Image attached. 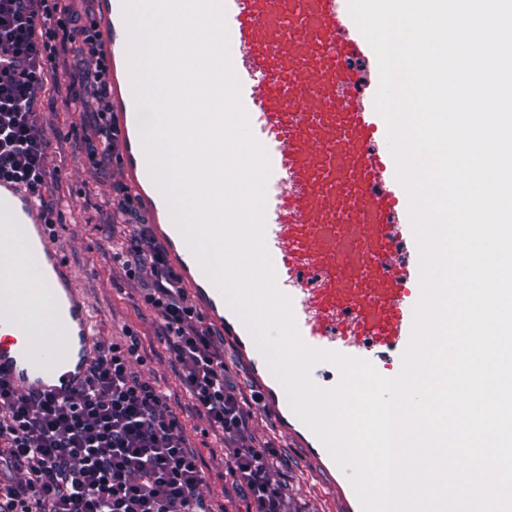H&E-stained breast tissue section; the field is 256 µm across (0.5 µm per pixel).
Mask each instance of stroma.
I'll list each match as a JSON object with an SVG mask.
<instances>
[{"label":"stroma","mask_w":512,"mask_h":512,"mask_svg":"<svg viewBox=\"0 0 512 512\" xmlns=\"http://www.w3.org/2000/svg\"><path fill=\"white\" fill-rule=\"evenodd\" d=\"M79 73L71 48H59L56 68L50 71L36 108V126L49 143V194L56 201L55 242L98 315L101 340L121 342L130 332L139 337L145 362L137 371L143 377L158 379L166 388L188 442L201 458V497L215 505L223 504L224 512H250L248 499L228 473V452L216 450L211 437L203 435L205 423L192 410L158 340L157 315L143 302L139 284L128 280L107 252L106 202L121 175L116 172L104 178L89 166L82 146L91 133L90 116L68 109L62 102L66 87ZM249 412L254 436L276 439L281 446L284 462L270 477L287 488L288 512H348L342 493L321 468L289 438L278 434L267 407L255 405Z\"/></svg>","instance_id":"35a3bbf8"}]
</instances>
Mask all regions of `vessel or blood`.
Wrapping results in <instances>:
<instances>
[{
	"label": "vessel or blood",
	"mask_w": 512,
	"mask_h": 512,
	"mask_svg": "<svg viewBox=\"0 0 512 512\" xmlns=\"http://www.w3.org/2000/svg\"><path fill=\"white\" fill-rule=\"evenodd\" d=\"M228 51L254 139L269 159L264 241L276 285L289 297L310 347L403 369L422 297L420 250L410 196L397 179L387 126L374 99L351 94L353 57L373 50L348 0H222ZM112 112L123 142L122 178L139 207L165 214L160 240L178 254V270L204 318L237 347L252 349V370L266 359L246 325L208 278L170 219L154 183L140 130L128 62L123 0H97ZM0 263L40 271L36 296L0 285V378L25 394L66 397L83 383L97 354V319L56 247L43 208L23 182L0 178ZM339 367L316 363L320 388L339 386ZM278 430L298 439L325 470L339 468L322 442L291 411L276 378Z\"/></svg>",
	"instance_id": "obj_1"
}]
</instances>
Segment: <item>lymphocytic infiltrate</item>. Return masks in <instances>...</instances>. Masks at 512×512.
Segmentation results:
<instances>
[{"instance_id": "obj_1", "label": "lymphocytic infiltrate", "mask_w": 512, "mask_h": 512, "mask_svg": "<svg viewBox=\"0 0 512 512\" xmlns=\"http://www.w3.org/2000/svg\"><path fill=\"white\" fill-rule=\"evenodd\" d=\"M69 43L91 68L66 89L64 104L91 108L98 140L87 159L109 175L119 155L109 81L94 0H0V176H12L43 197L47 224V143L36 129L35 105L48 80L56 46ZM114 216L123 234L108 238L113 262L143 280L144 300L162 322L161 338L193 410L231 451L228 471L254 512H287L282 488L269 473L279 459L274 443L255 445L249 402L225 375L224 354L211 328L186 302L180 274L158 244L128 188L115 185ZM139 339L98 345L83 385L71 396L23 395L0 379V448L20 477L0 485V512H210L198 495V456L160 387L132 371Z\"/></svg>"}]
</instances>
